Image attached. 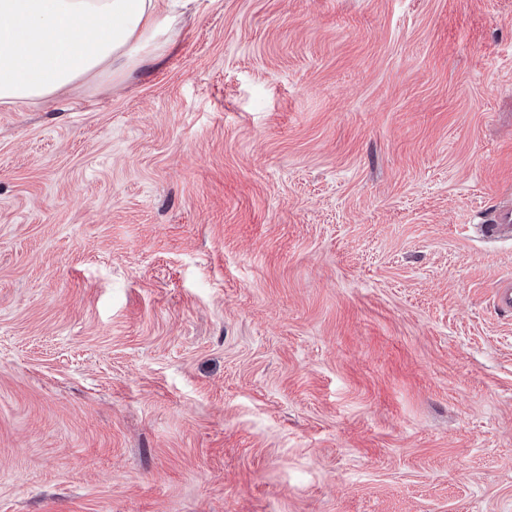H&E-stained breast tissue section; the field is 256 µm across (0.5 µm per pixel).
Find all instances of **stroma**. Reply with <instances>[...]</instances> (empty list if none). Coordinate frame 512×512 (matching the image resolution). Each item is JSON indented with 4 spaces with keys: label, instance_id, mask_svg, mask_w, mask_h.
<instances>
[{
    "label": "stroma",
    "instance_id": "obj_1",
    "mask_svg": "<svg viewBox=\"0 0 512 512\" xmlns=\"http://www.w3.org/2000/svg\"><path fill=\"white\" fill-rule=\"evenodd\" d=\"M512 0H195L0 105V512H512Z\"/></svg>",
    "mask_w": 512,
    "mask_h": 512
}]
</instances>
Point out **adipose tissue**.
<instances>
[{
  "mask_svg": "<svg viewBox=\"0 0 512 512\" xmlns=\"http://www.w3.org/2000/svg\"><path fill=\"white\" fill-rule=\"evenodd\" d=\"M189 0H0V105L25 106L158 59Z\"/></svg>",
  "mask_w": 512,
  "mask_h": 512,
  "instance_id": "1",
  "label": "adipose tissue"
}]
</instances>
